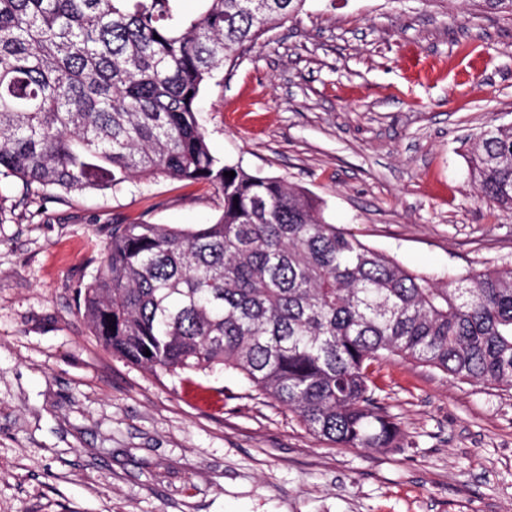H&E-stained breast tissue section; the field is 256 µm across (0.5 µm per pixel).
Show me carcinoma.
Returning a JSON list of instances; mask_svg holds the SVG:
<instances>
[{
    "label": "carcinoma",
    "mask_w": 512,
    "mask_h": 512,
    "mask_svg": "<svg viewBox=\"0 0 512 512\" xmlns=\"http://www.w3.org/2000/svg\"><path fill=\"white\" fill-rule=\"evenodd\" d=\"M0 0V186L112 191L207 182L224 209L193 229L114 224L83 316L102 345L170 374L232 369L345 448H399L368 368L395 356L512 390V267L435 282L325 221L319 201L214 157L205 83L305 0ZM469 163L512 210V125ZM233 171L232 178L224 172Z\"/></svg>",
    "instance_id": "1"
}]
</instances>
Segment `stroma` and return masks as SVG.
Listing matches in <instances>:
<instances>
[{"label":"stroma","instance_id":"stroma-1","mask_svg":"<svg viewBox=\"0 0 512 512\" xmlns=\"http://www.w3.org/2000/svg\"><path fill=\"white\" fill-rule=\"evenodd\" d=\"M211 153L323 203L419 273L512 265V212L481 199L471 138L512 124V15L478 0H306L199 101ZM0 189V512H512V391L382 359L400 448L310 435L232 370L153 372L106 350L79 291L108 230L192 227L205 182Z\"/></svg>","mask_w":512,"mask_h":512}]
</instances>
